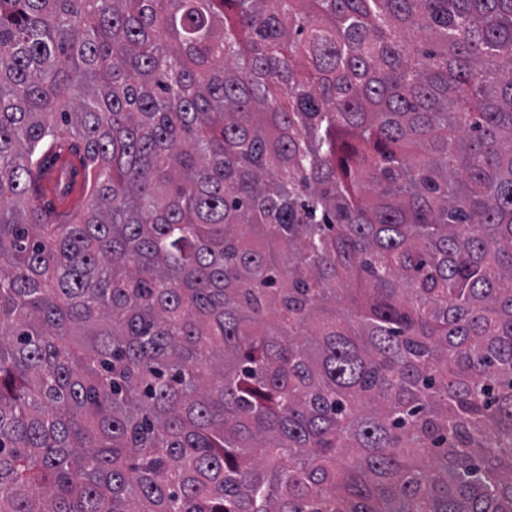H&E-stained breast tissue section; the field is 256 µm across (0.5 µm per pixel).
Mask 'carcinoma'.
<instances>
[{"label":"carcinoma","mask_w":512,"mask_h":512,"mask_svg":"<svg viewBox=\"0 0 512 512\" xmlns=\"http://www.w3.org/2000/svg\"><path fill=\"white\" fill-rule=\"evenodd\" d=\"M0 512H512V0H0Z\"/></svg>","instance_id":"cac0c4a2"}]
</instances>
